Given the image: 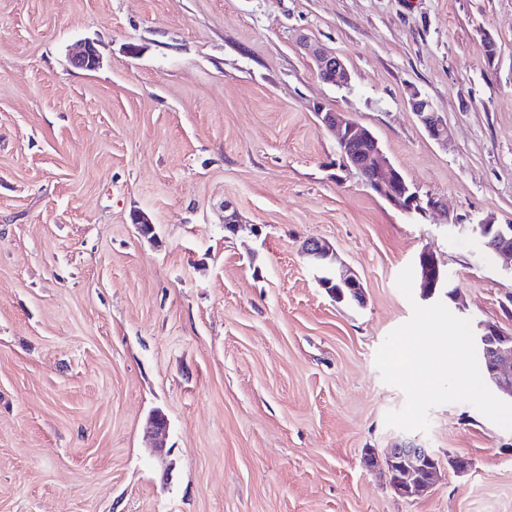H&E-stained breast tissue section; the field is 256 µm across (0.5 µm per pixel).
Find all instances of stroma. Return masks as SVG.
<instances>
[{"mask_svg": "<svg viewBox=\"0 0 512 512\" xmlns=\"http://www.w3.org/2000/svg\"><path fill=\"white\" fill-rule=\"evenodd\" d=\"M321 105L442 209L340 168ZM489 216L512 224V0H0V512H512V431L468 403L388 425L406 395L375 365L425 249L451 313L512 330V273L470 230ZM313 237L364 306L319 286ZM410 442L442 464L419 498L363 461ZM303 46L310 55L316 71L323 81L331 84H347V68L339 56L322 52L319 48L307 42H304ZM412 112L419 118L428 137L436 142L448 141V124L444 118L436 112L431 102L420 93L414 92L409 100ZM302 253L318 269L326 267L330 271L331 275L318 277V282L333 298L341 301L343 290L347 289L355 301L364 302V289L359 277L345 266H336L334 270L330 268V264L336 261V255L327 242L318 238L307 239Z\"/></svg>", "mask_w": 512, "mask_h": 512, "instance_id": "stroma-1", "label": "stroma"}]
</instances>
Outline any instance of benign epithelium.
Returning <instances> with one entry per match:
<instances>
[{
	"label": "benign epithelium",
	"instance_id": "obj_1",
	"mask_svg": "<svg viewBox=\"0 0 512 512\" xmlns=\"http://www.w3.org/2000/svg\"><path fill=\"white\" fill-rule=\"evenodd\" d=\"M303 46L323 81L339 85L347 83V68L340 57L325 53L306 42ZM74 64L87 70L95 69L99 64V55L94 45L84 44L74 57ZM409 106L430 139L436 142L448 140V124L427 98L415 92L410 97ZM316 117L321 127L337 136L342 164L359 171L369 189L387 192V201L409 213L440 206V201L435 198L430 197L424 202L411 190L399 169L383 156L379 140L368 128L321 107L317 108ZM472 230L482 246L502 258L505 269L512 271V224L503 227L489 217L474 225ZM302 253L319 269L328 268L336 261L334 249L318 238L306 240ZM417 264L421 274L422 297L431 299L439 296L436 288L443 283V272L436 255L424 250L419 254ZM318 282L335 299H343L345 289L351 292L355 301L364 299L359 277L345 266H338L330 274L319 277ZM473 334L486 383L503 398L512 401V333L504 331L496 322L480 320L473 326ZM384 462L389 484L400 495L423 496L435 483L438 460L428 448L413 444L388 448L384 452Z\"/></svg>",
	"mask_w": 512,
	"mask_h": 512
}]
</instances>
